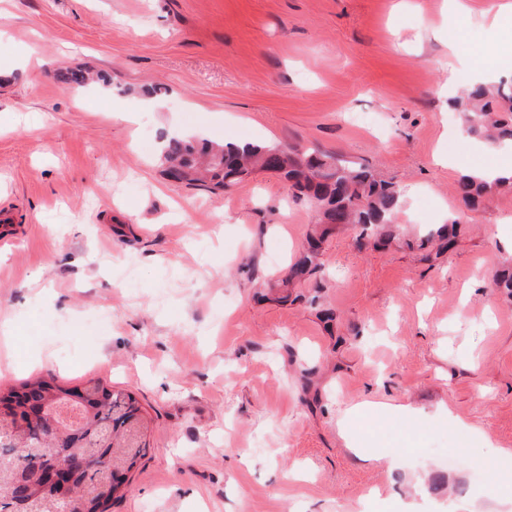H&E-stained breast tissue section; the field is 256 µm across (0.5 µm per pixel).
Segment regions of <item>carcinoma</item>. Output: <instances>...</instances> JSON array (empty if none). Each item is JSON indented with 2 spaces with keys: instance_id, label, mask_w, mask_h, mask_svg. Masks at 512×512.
I'll return each instance as SVG.
<instances>
[{
  "instance_id": "1",
  "label": "carcinoma",
  "mask_w": 512,
  "mask_h": 512,
  "mask_svg": "<svg viewBox=\"0 0 512 512\" xmlns=\"http://www.w3.org/2000/svg\"><path fill=\"white\" fill-rule=\"evenodd\" d=\"M61 83L82 87L95 80L86 69H69L58 75ZM449 106L462 114L469 135L492 146L512 143V79L498 84L474 83ZM162 161L167 175L187 184H202L226 191L258 172H271L287 180L296 197L306 199L324 227L352 224L365 235L390 236L388 225L397 223L403 195L394 184L380 178L367 163L347 161L318 148L284 150L263 143L239 147L233 142H199L180 136L164 140ZM509 181L483 180L463 174L456 194L467 207ZM87 396L77 425L96 445L93 466L78 474L73 485L62 489L44 484L36 468L55 447L46 429L13 430L11 418L32 393L60 405L71 389L44 379L24 383L20 389L0 394L5 412L0 414V512H106L118 493L128 492L125 477L117 485L105 479L115 471H128L142 448L130 440L138 426L130 424L139 407L95 382L85 387Z\"/></svg>"
}]
</instances>
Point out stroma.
Returning <instances> with one entry per match:
<instances>
[{
  "label": "stroma",
  "instance_id": "stroma-1",
  "mask_svg": "<svg viewBox=\"0 0 512 512\" xmlns=\"http://www.w3.org/2000/svg\"><path fill=\"white\" fill-rule=\"evenodd\" d=\"M490 3L451 41L449 0H0V393L136 400L107 512H512V190L455 193L512 155L448 106L475 77L449 47L512 72ZM80 67L108 83L75 97L55 75ZM174 130L368 163L403 192L392 237L322 232L271 174L170 181ZM461 445L483 471L442 467ZM505 184V180L489 182L471 174H462L456 183V194L465 206L475 207L487 195Z\"/></svg>",
  "mask_w": 512,
  "mask_h": 512
}]
</instances>
